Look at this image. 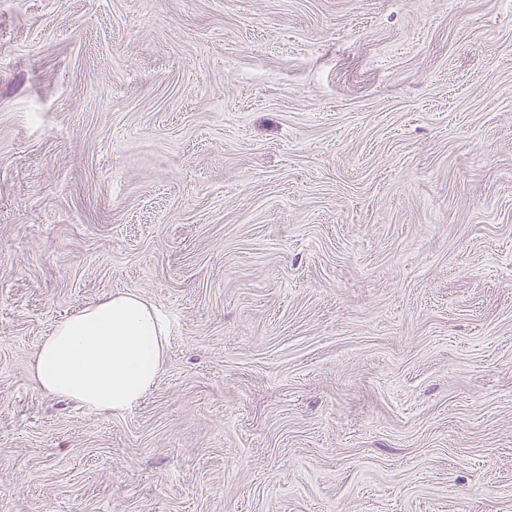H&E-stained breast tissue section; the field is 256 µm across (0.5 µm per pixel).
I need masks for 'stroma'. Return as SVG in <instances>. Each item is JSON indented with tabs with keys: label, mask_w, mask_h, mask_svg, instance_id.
<instances>
[{
	"label": "stroma",
	"mask_w": 512,
	"mask_h": 512,
	"mask_svg": "<svg viewBox=\"0 0 512 512\" xmlns=\"http://www.w3.org/2000/svg\"><path fill=\"white\" fill-rule=\"evenodd\" d=\"M0 512H512V0H0ZM167 335L152 302L134 291L114 293L57 322L34 353L32 377L48 394L123 413L156 385Z\"/></svg>",
	"instance_id": "stroma-1"
}]
</instances>
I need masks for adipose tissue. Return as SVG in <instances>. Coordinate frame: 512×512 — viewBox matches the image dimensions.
Masks as SVG:
<instances>
[{"label":"adipose tissue","mask_w":512,"mask_h":512,"mask_svg":"<svg viewBox=\"0 0 512 512\" xmlns=\"http://www.w3.org/2000/svg\"><path fill=\"white\" fill-rule=\"evenodd\" d=\"M167 335L152 302L134 291L112 294L57 322L34 353L32 377L48 394L119 414L155 386Z\"/></svg>","instance_id":"obj_1"}]
</instances>
